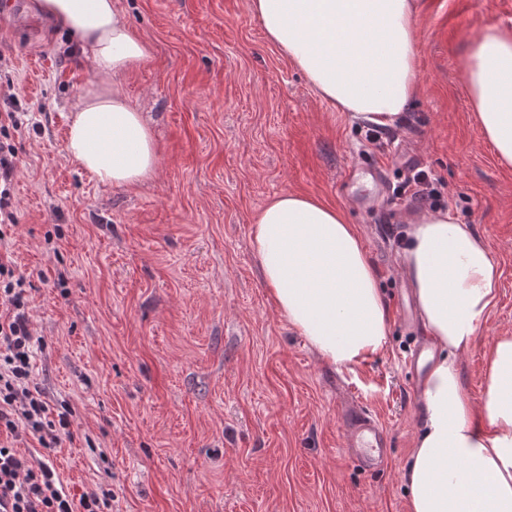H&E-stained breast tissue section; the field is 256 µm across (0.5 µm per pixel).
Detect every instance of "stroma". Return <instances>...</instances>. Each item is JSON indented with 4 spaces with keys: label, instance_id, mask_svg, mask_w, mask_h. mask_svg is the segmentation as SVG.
<instances>
[{
    "label": "stroma",
    "instance_id": "stroma-1",
    "mask_svg": "<svg viewBox=\"0 0 512 512\" xmlns=\"http://www.w3.org/2000/svg\"><path fill=\"white\" fill-rule=\"evenodd\" d=\"M16 3L0 19V110L17 96L28 127L10 137L17 226L0 249L34 278V381L74 408L73 440L48 451L27 437L19 453L72 496L111 491L112 512H407L421 406L392 240L418 209L363 212L344 175L368 161L394 185L416 161L488 241L499 299L459 361L484 404L491 346L512 335V167L481 136L461 59L484 27L512 30V0H414L419 90L382 152L268 41L247 0H120L151 52L122 83L158 151L153 178L131 187L67 158L70 107L94 74L34 0ZM287 191L344 208L385 291L387 345L353 369L322 360L263 282L251 221ZM351 401L388 433L377 470L343 453Z\"/></svg>",
    "mask_w": 512,
    "mask_h": 512
}]
</instances>
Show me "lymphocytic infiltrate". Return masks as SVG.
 Listing matches in <instances>:
<instances>
[{"instance_id":"lymphocytic-infiltrate-1","label":"lymphocytic infiltrate","mask_w":512,"mask_h":512,"mask_svg":"<svg viewBox=\"0 0 512 512\" xmlns=\"http://www.w3.org/2000/svg\"><path fill=\"white\" fill-rule=\"evenodd\" d=\"M23 124L16 108L0 111V241L17 223L13 196L17 153L4 136ZM394 193L401 201L432 209L445 204L431 172L423 168L406 175ZM30 288L29 281L15 274L11 257L0 255V433L14 438L27 434L51 449L70 436L73 411L66 404H50L34 382ZM111 499L108 491L72 498L45 464L0 444V503H8L9 512H108Z\"/></svg>"}]
</instances>
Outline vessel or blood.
Returning a JSON list of instances; mask_svg holds the SVG:
<instances>
[{
    "label": "vessel or blood",
    "instance_id": "vessel-or-blood-1",
    "mask_svg": "<svg viewBox=\"0 0 512 512\" xmlns=\"http://www.w3.org/2000/svg\"><path fill=\"white\" fill-rule=\"evenodd\" d=\"M361 169L371 176L376 188L373 197L360 201L361 209L369 210L387 193L388 178L386 173L375 165L365 163ZM342 419L345 424L346 453L366 467L382 465L387 456L388 434L378 418L360 407L352 406L345 409Z\"/></svg>",
    "mask_w": 512,
    "mask_h": 512
}]
</instances>
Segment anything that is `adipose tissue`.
I'll list each match as a JSON object with an SVG mask.
<instances>
[{
	"label": "adipose tissue",
	"instance_id": "adipose-tissue-1",
	"mask_svg": "<svg viewBox=\"0 0 512 512\" xmlns=\"http://www.w3.org/2000/svg\"><path fill=\"white\" fill-rule=\"evenodd\" d=\"M267 39L323 100L391 127L419 85L413 0H248ZM76 37L95 74L70 114L65 153L105 185L133 186L157 166L150 128L121 76L148 46L119 0H37ZM483 138L512 166V32L483 28L462 60ZM112 83H103V76ZM251 245L278 314L321 359L352 369L379 355L391 329L385 294L355 225L341 207L284 192L256 213ZM402 266L435 353L420 384L421 421L403 481L407 512H512V336L489 354L484 407L458 357L473 346L498 300L501 272L487 240L443 210L420 213Z\"/></svg>",
	"mask_w": 512,
	"mask_h": 512
}]
</instances>
